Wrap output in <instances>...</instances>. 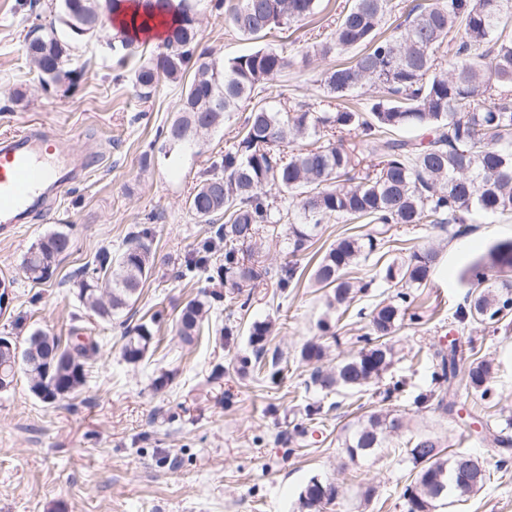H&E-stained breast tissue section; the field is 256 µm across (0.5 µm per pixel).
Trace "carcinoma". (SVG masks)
I'll list each match as a JSON object with an SVG mask.
<instances>
[{"label": "carcinoma", "mask_w": 512, "mask_h": 512, "mask_svg": "<svg viewBox=\"0 0 512 512\" xmlns=\"http://www.w3.org/2000/svg\"><path fill=\"white\" fill-rule=\"evenodd\" d=\"M103 0H60L59 20L66 36L56 29L32 38L27 56L39 70L45 86L72 87L79 72L68 68L72 44L99 36ZM318 0H238L228 16L240 35L263 40L286 31L291 24L316 13ZM141 21L131 19L135 30L149 28L154 11L171 14L162 51L135 72L141 96L150 98L159 81L184 83L179 116L161 129L155 142L168 154L192 139L197 131L219 127L241 105H251L244 125L221 158L213 161L194 192L189 209L200 222L211 225L202 254L178 271L192 279L206 269L224 244V264L217 267L222 283L234 288H258L277 278L286 288L295 280L290 267L279 276L255 258L265 243L278 240L290 252L303 250L316 229L331 218L373 224L365 234L344 236L321 256L311 278L321 288L333 290L329 305L347 306L355 285L348 275L362 258L382 256L397 248L390 234L395 224L419 226L465 223L466 216L512 214V0H431L403 14L398 0H353L336 18L330 39L313 45L314 54L327 57L356 51L352 64H337L325 71L321 83L338 98L368 81L381 95L365 105L336 107L334 111L288 112L270 104L272 81L290 66L285 51L260 46L228 60L197 52L196 13L189 0H142ZM113 43L133 52L147 44L118 29ZM313 138L312 147L284 153L291 141ZM366 164L360 178L351 172ZM291 200L275 206L271 195ZM298 208L302 224H283L291 207ZM224 223H218V220ZM250 247L248 256L240 247ZM72 247L69 233L53 231L29 248L24 270L29 279L43 281L53 274L59 258ZM437 254L415 251L401 264L389 263L385 279L399 289L396 299L381 302L370 312V335L365 345L339 359L328 370L318 366L324 347L307 342L301 359L315 365L312 383L323 393L360 392L379 383L393 362L392 334L403 318L409 288L430 280ZM155 268L151 229L137 227L122 248L101 250L91 264L72 279L83 307L102 321L122 315L138 300L141 287ZM512 271V239L491 246L487 254L468 265L461 280L473 285L454 315L463 325H498L512 313V279L490 280L487 272ZM211 303L190 300L182 309L176 334L191 346L202 333ZM157 314L124 334L122 356L137 363L154 351ZM271 333L267 322H255L250 342L256 347L254 364L276 381L280 358L263 364L264 342ZM55 351V369L43 379L32 349ZM98 342L72 336L64 344L56 336L35 331L24 340L19 362L0 358V387L12 385L18 371L27 375L30 390L39 400L54 404L76 396L87 383L99 355ZM436 383L458 376L465 366V389L482 400L492 395L493 360L477 355L475 348L451 342L448 350L434 352ZM403 418L388 411L370 413L346 426L343 448L350 459L368 456L384 447L386 439L401 432ZM512 417L485 425L478 441L505 455L512 449ZM442 437L420 432L410 437L398 455L413 468V481L404 493L406 512H436L437 508L465 502L491 480L486 459L477 477L460 470L458 460L470 451H446ZM337 489L316 477L300 492L299 508L318 512L336 499Z\"/></svg>", "instance_id": "carcinoma-1"}]
</instances>
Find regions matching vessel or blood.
I'll return each instance as SVG.
<instances>
[{"mask_svg":"<svg viewBox=\"0 0 512 512\" xmlns=\"http://www.w3.org/2000/svg\"><path fill=\"white\" fill-rule=\"evenodd\" d=\"M85 155L40 129L0 136V236L44 211L52 195L77 182Z\"/></svg>","mask_w":512,"mask_h":512,"instance_id":"vessel-or-blood-1","label":"vessel or blood"}]
</instances>
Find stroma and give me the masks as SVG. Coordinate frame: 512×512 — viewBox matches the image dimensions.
Wrapping results in <instances>:
<instances>
[{
	"label": "stroma",
	"mask_w": 512,
	"mask_h": 512,
	"mask_svg": "<svg viewBox=\"0 0 512 512\" xmlns=\"http://www.w3.org/2000/svg\"><path fill=\"white\" fill-rule=\"evenodd\" d=\"M351 0H319L314 16L300 22L286 38L267 37V45L286 50L294 64L274 88L289 101L313 111L335 108L319 80L334 58L309 53L314 40L326 39L342 8ZM57 0H0V133L24 127L45 128L71 138L76 151L89 158L85 176L64 188L49 212L0 239V278L12 282V298L0 312V336L24 340L32 331L68 339L72 329L94 336L102 356L84 389L47 405L32 395L25 375L0 392V512H298V496L310 478L333 483L337 497L323 512H406L403 492L412 466L398 457L402 436L371 457L350 459L340 445L342 428L369 412L403 413L409 433L432 431L449 437L455 448L479 452L467 417L482 407L459 381L441 386L431 378V358L450 340L472 339L481 355L494 358L493 400L512 415V323L498 328L461 330L454 318L457 302L468 290L463 269L496 242L512 239V215L479 219L445 228L399 224L393 234L404 248L390 259L435 248L438 261L426 287L412 289L397 332L396 357L385 383L401 382L392 401L380 387L364 394L319 392L310 382L311 365L300 350L310 339L328 348V364L360 346L363 323L341 310H327L324 292L310 274L319 257L346 234L369 232L366 224L331 219L321 224L307 249L289 255L280 244L263 255L272 269L295 266L300 279L287 289L276 284L243 299L224 288L213 304L198 342L185 346L174 324L181 309L201 292L212 291L215 268L193 280L177 270L198 254L206 226L186 201L214 157L223 154L242 126L245 112L231 113L223 125L195 143L178 146L143 168L141 157L157 132L177 115L181 88L162 83L147 99L139 98L132 58L116 72L105 42L75 43L73 66L83 68L78 92L66 86L44 89L42 78L25 55V36L49 23ZM199 47L217 59L254 50L256 41L235 32L197 0ZM149 224L156 253L155 269L131 311V323L162 310L160 343L137 364L122 356L123 328L105 323L77 300L70 278L104 248L117 249L128 232ZM64 230L72 248L48 280L27 278L22 262L30 245L46 233ZM352 277L369 282L350 308H373L395 296L376 257L360 260ZM274 325L266 357L287 363L277 381H258L241 372L240 361L253 355V322ZM329 330H322V323ZM167 372L171 381L154 390L152 381ZM439 390L460 414L448 417L417 400ZM317 402L322 413L307 419L304 408ZM490 482L451 512H512V458L489 455Z\"/></svg>",
	"instance_id": "obj_1"
}]
</instances>
